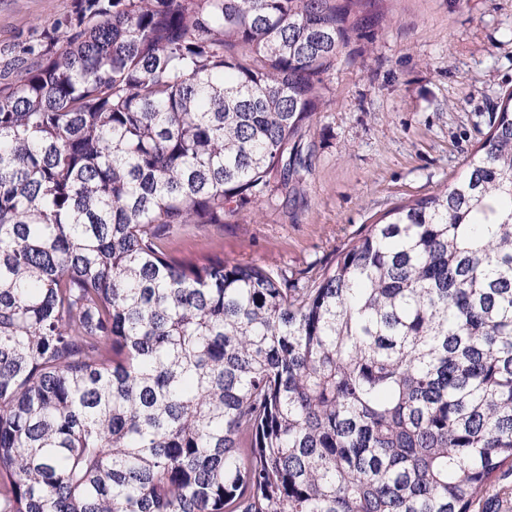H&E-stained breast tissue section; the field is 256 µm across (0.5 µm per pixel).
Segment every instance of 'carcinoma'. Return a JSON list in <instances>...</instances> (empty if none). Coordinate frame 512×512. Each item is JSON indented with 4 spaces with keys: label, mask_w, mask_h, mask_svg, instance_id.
Masks as SVG:
<instances>
[{
    "label": "carcinoma",
    "mask_w": 512,
    "mask_h": 512,
    "mask_svg": "<svg viewBox=\"0 0 512 512\" xmlns=\"http://www.w3.org/2000/svg\"><path fill=\"white\" fill-rule=\"evenodd\" d=\"M369 0H73L0 85V512H512V91L310 283L179 258L306 167Z\"/></svg>",
    "instance_id": "carcinoma-1"
}]
</instances>
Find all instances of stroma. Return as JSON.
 <instances>
[{"label": "stroma", "instance_id": "obj_1", "mask_svg": "<svg viewBox=\"0 0 512 512\" xmlns=\"http://www.w3.org/2000/svg\"><path fill=\"white\" fill-rule=\"evenodd\" d=\"M71 6L0 0V74ZM510 91L512 0H380L369 35L352 38L329 75L306 169L223 223L179 225L168 250L314 278L392 207L452 183Z\"/></svg>", "mask_w": 512, "mask_h": 512}]
</instances>
